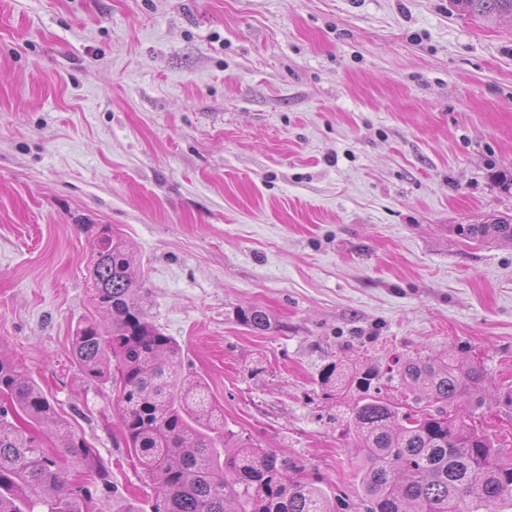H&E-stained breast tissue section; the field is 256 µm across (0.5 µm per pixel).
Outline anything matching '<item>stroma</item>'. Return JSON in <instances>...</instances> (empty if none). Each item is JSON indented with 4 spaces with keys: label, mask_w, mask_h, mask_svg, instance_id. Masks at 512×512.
Returning <instances> with one entry per match:
<instances>
[{
    "label": "stroma",
    "mask_w": 512,
    "mask_h": 512,
    "mask_svg": "<svg viewBox=\"0 0 512 512\" xmlns=\"http://www.w3.org/2000/svg\"><path fill=\"white\" fill-rule=\"evenodd\" d=\"M512 19L449 0H0V347L109 467L153 488L109 386L72 353L96 317L86 224L132 248L142 304L224 426L359 493L329 362L450 351L465 415L512 447ZM269 313L245 326L242 309ZM454 230L465 240L512 243V216H493L481 224H457Z\"/></svg>",
    "instance_id": "35a3bbf8"
}]
</instances>
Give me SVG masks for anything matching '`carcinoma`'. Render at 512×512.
Here are the masks:
<instances>
[{"label":"carcinoma","instance_id":"cac0c4a2","mask_svg":"<svg viewBox=\"0 0 512 512\" xmlns=\"http://www.w3.org/2000/svg\"><path fill=\"white\" fill-rule=\"evenodd\" d=\"M462 15L487 21L512 16V0H452ZM95 242L92 300L105 324L76 326L72 353L93 382L110 384L127 447L154 484L151 512H336L302 466L224 429L205 383L181 368L179 344L149 321L134 273L135 257L110 224H82ZM465 240L512 243V216L456 224ZM264 331V310L241 311ZM401 388L415 408L382 393L372 366L329 363L321 382L353 394L362 512H504L512 508V450L458 403L482 405L483 365L451 355L399 358ZM111 477L97 453L57 415L35 380L0 353V512H141L107 507Z\"/></svg>","mask_w":512,"mask_h":512}]
</instances>
